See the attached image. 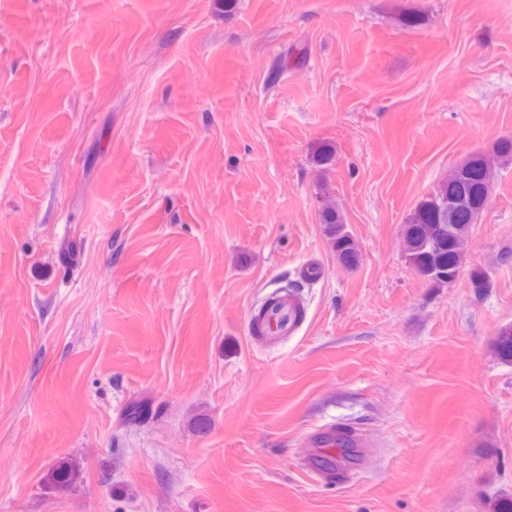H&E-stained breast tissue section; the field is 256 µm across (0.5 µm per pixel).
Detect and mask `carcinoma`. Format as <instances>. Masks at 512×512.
<instances>
[{"label":"carcinoma","mask_w":512,"mask_h":512,"mask_svg":"<svg viewBox=\"0 0 512 512\" xmlns=\"http://www.w3.org/2000/svg\"><path fill=\"white\" fill-rule=\"evenodd\" d=\"M334 157L335 148L324 144L312 162L327 168ZM511 164L512 140L500 142L491 155L475 154L421 199L407 216L403 229L405 258L420 279L441 287L456 278L469 229L488 203L490 183L498 170ZM450 198L463 199V206L448 212L442 202ZM319 221L324 224L336 259L345 266L358 265L361 252L336 201L322 200ZM498 350L503 359L512 361V326L499 333ZM80 476L81 472L67 460L58 462L47 473V479L59 487L73 486Z\"/></svg>","instance_id":"cac0c4a2"}]
</instances>
